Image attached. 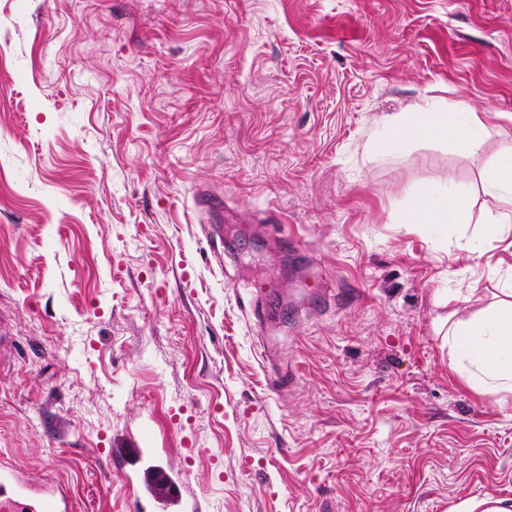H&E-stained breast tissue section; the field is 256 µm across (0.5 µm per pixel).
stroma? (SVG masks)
I'll list each match as a JSON object with an SVG mask.
<instances>
[{
	"instance_id": "1",
	"label": "stroma",
	"mask_w": 512,
	"mask_h": 512,
	"mask_svg": "<svg viewBox=\"0 0 512 512\" xmlns=\"http://www.w3.org/2000/svg\"><path fill=\"white\" fill-rule=\"evenodd\" d=\"M512 134V0H0V462L70 512L512 506V394L437 316L512 282V223L386 116ZM454 181L469 224H404ZM480 248L471 258V248ZM464 102L434 112H411L393 116L373 140L376 152L394 153L406 142L433 140L451 142L465 154L479 152L490 137L489 129L474 112H465Z\"/></svg>"
}]
</instances>
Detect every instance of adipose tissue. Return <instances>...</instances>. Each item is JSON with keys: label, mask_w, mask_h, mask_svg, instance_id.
Instances as JSON below:
<instances>
[{"label": "adipose tissue", "mask_w": 512, "mask_h": 512, "mask_svg": "<svg viewBox=\"0 0 512 512\" xmlns=\"http://www.w3.org/2000/svg\"><path fill=\"white\" fill-rule=\"evenodd\" d=\"M489 136V129L460 102L391 117L377 132L373 148L393 153L410 141L433 140L471 154ZM469 219L465 190L437 184L419 191L401 217L405 224H465ZM437 329L446 338L452 366L468 384L493 398L512 393V297L491 302L465 319L438 317Z\"/></svg>", "instance_id": "obj_1"}]
</instances>
